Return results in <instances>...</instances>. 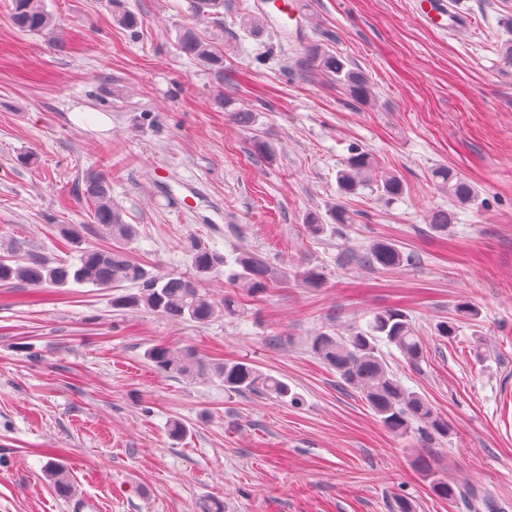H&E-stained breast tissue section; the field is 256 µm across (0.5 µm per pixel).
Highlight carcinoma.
<instances>
[{
  "mask_svg": "<svg viewBox=\"0 0 512 512\" xmlns=\"http://www.w3.org/2000/svg\"><path fill=\"white\" fill-rule=\"evenodd\" d=\"M110 2L114 7L113 20L118 25L128 30L138 28V14L122 5L120 0ZM188 4L192 24L180 31L177 48L222 76L224 56L212 42L198 35L195 24L219 22L224 16V0H188ZM9 12L18 32L55 39V19L47 10L45 0H11ZM296 66L301 72L316 66L335 77L336 84L354 102L364 103L372 95L367 78L352 69L347 58L325 51L316 42L308 45L303 56L297 59ZM218 103L236 125L253 131L254 154L271 157L270 147L258 134L259 114L236 105L229 98L221 97ZM431 177L439 190L460 205L472 204L478 199L476 187L452 168L436 167ZM336 182L342 200L333 207L331 217L337 224L355 223L354 214L345 206L343 199L361 188L375 186L389 199H397L405 192L402 178L394 171L381 168L373 155L360 147L351 150L337 171ZM80 194L92 204L91 222L101 228L103 234L115 239L116 245L105 249L87 246L80 251L76 264L31 252L9 259L0 258L1 287L19 282L39 293L49 286L64 287L70 283L97 288H117L126 283L130 292L112 299V307L118 310L143 308L171 321L198 324L211 321L221 312L226 316L239 312L234 296L226 295L218 303L201 290L202 278L219 272L227 265L224 255L203 246L195 238H189L184 242L183 250L190 256L197 276L192 278L149 270L128 248L136 230L133 225L124 223L121 211L112 204V190L107 180L97 173L87 175ZM343 260L389 270L414 264L416 256L389 240H379L361 253H344ZM234 264L238 267L231 278L235 288L253 297L266 292L270 269L264 255L242 252L234 258ZM383 344L396 347L414 368L419 367L424 357L423 345L412 321L400 308L376 312L368 329L352 330L346 336L330 329L320 331L311 337L309 350L323 365L335 371L342 386L358 392L382 425L393 434L399 437L414 435L422 441L448 437V420L437 413L426 397L401 384L387 364L381 349ZM145 357L157 371L171 377H183L192 372L201 376L211 373L224 383V393L229 396L251 393L287 400L294 405L301 401L287 382L262 371L246 358L221 362L211 372L209 365L190 348L156 344L147 349ZM417 464L426 472L438 497L450 502L459 496L466 497L470 512H495L487 493L474 489L458 491L447 478L434 471L425 458H418ZM47 469L57 495L72 497L74 487L68 471L56 462L48 463Z\"/></svg>",
  "mask_w": 512,
  "mask_h": 512,
  "instance_id": "carcinoma-1",
  "label": "carcinoma"
}]
</instances>
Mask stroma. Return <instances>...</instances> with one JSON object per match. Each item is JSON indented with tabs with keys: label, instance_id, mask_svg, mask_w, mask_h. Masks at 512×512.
Returning a JSON list of instances; mask_svg holds the SVG:
<instances>
[{
	"label": "stroma",
	"instance_id": "obj_1",
	"mask_svg": "<svg viewBox=\"0 0 512 512\" xmlns=\"http://www.w3.org/2000/svg\"><path fill=\"white\" fill-rule=\"evenodd\" d=\"M0 0V256L34 249L76 261L61 224L96 234L78 188L107 174L112 201L134 225L133 255L189 275L193 236L234 260L261 251L272 270L245 313L200 325L120 311L118 291L90 285L37 301L27 285L0 287V512H469L436 497L416 467L424 456L450 483L485 490L512 512V64L499 48L512 0H447V26L418 0H295L293 19L242 25L264 0H224V71L182 56L187 0H124L142 24L112 19L109 0H46L62 47L19 33ZM346 57L372 87L351 104L322 71L295 70L310 41ZM259 114L272 159L252 151L218 95ZM406 184L386 200L370 188L347 199L353 224L333 223L336 173L352 146ZM35 163H22L24 154ZM456 170L480 192L454 205L431 180ZM439 208L455 224L431 229ZM324 235L310 236L307 214ZM387 239L420 261L394 270L343 264L345 251ZM318 269L323 283L300 280ZM477 319L457 317L459 303ZM405 310L424 346L419 368L396 349L401 382L448 420L426 444L385 429L308 350L316 332L348 334L373 312ZM455 319L453 336H438ZM190 347L209 362L246 357L280 378L301 404L227 396L216 377L172 378L145 358L154 344ZM186 428L168 435L170 421ZM70 472L71 499L45 475L47 449Z\"/></svg>",
	"mask_w": 512,
	"mask_h": 512
}]
</instances>
